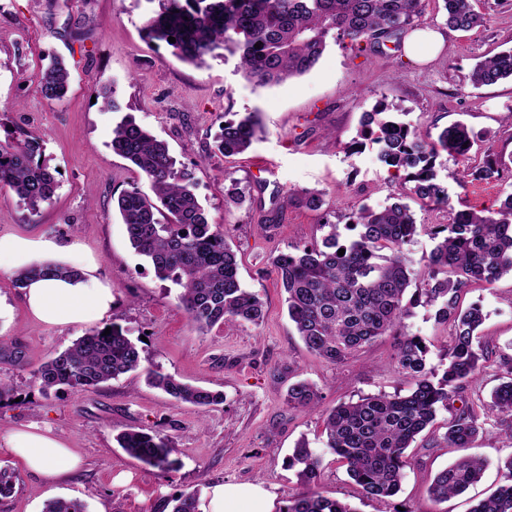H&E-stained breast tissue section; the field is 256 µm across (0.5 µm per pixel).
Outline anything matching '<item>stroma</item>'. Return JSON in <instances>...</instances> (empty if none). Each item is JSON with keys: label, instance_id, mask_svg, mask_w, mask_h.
Here are the masks:
<instances>
[{"label": "stroma", "instance_id": "35a3bbf8", "mask_svg": "<svg viewBox=\"0 0 512 512\" xmlns=\"http://www.w3.org/2000/svg\"><path fill=\"white\" fill-rule=\"evenodd\" d=\"M477 6L489 21L465 33L447 29L441 0H428L426 25L446 36L431 61L407 59L390 45L361 52L332 42L308 74L259 88L244 79L236 58L217 55L196 68L170 47L146 43L145 0H0V138L20 130L39 137L59 181L52 201L34 215L0 189V233L82 243L112 283L110 322L144 338L146 367L224 395L223 404L202 411L148 386L144 370L88 391L42 393L33 370L80 332L33 322L15 278L0 274V299L9 307L0 318V338L9 344L0 352V379L17 390L16 400L0 403V468L17 477L13 493L0 498V512H43L56 498L79 501L86 512H171L169 502L180 493L201 500L214 485L252 482L263 483L281 512L289 494L300 489L286 460L302 439L322 458L321 491L357 512H468L470 495L436 504L426 494L433 476L459 456L443 441L450 416L444 409L435 432L423 433L409 448L402 490L392 503L359 495L326 447L323 414L364 395L406 390L393 367L394 339H378L336 365L310 354L288 319L269 259L324 236L320 213L288 205L289 191L322 192L342 213L364 203L376 209L392 203L398 187L378 162L376 147L347 150L362 113L380 99L400 104L407 122L433 135L465 123L478 135L470 166L489 156L512 158V82L476 88L470 81L478 60L512 48V0H478ZM54 56L63 57L71 73L59 101L45 99L36 79L40 65ZM105 85L120 111L96 101ZM228 110L258 112L264 134L246 154L224 159L210 149ZM127 115L192 171L190 188L236 252L243 287L265 303L260 324L199 332L178 306L180 287L158 278L131 247L115 201L133 186L150 192L151 183L111 149L112 131ZM458 169L440 154L436 172L448 188V206L435 210L411 201L417 223L445 224L450 211L487 208L512 192L510 175L459 181ZM233 192L242 194V203L228 202ZM461 304L480 306L485 316L480 334L486 358L458 399L477 407L512 365V276L470 288ZM405 324L429 346L428 364L439 366L451 341L449 327L436 324L422 306L411 308ZM299 380L318 386L319 409L289 407L287 390ZM27 425L61 433L81 457L80 468L52 485L26 472L6 437ZM128 428L168 439L179 470L164 475L127 455L115 437ZM499 430L496 418L487 419L471 448L487 464L474 494L512 482L499 466L512 454V441Z\"/></svg>", "mask_w": 512, "mask_h": 512}]
</instances>
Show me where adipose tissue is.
<instances>
[{
	"label": "adipose tissue",
	"instance_id": "adipose-tissue-1",
	"mask_svg": "<svg viewBox=\"0 0 512 512\" xmlns=\"http://www.w3.org/2000/svg\"><path fill=\"white\" fill-rule=\"evenodd\" d=\"M0 272L24 273L21 298L29 316L48 327L76 328L112 312V284L97 259L78 241L53 236L0 234ZM7 443L27 471L54 483L76 471L81 459L58 433L35 426L9 434ZM200 512H271L262 484L211 488Z\"/></svg>",
	"mask_w": 512,
	"mask_h": 512
}]
</instances>
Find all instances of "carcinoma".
<instances>
[{"label":"carcinoma","mask_w":512,"mask_h":512,"mask_svg":"<svg viewBox=\"0 0 512 512\" xmlns=\"http://www.w3.org/2000/svg\"><path fill=\"white\" fill-rule=\"evenodd\" d=\"M157 3L143 26L144 39L165 43L181 61L201 67L222 50L239 56L244 78L257 87L280 85L307 74L319 62L328 42L362 49L399 42L410 29L425 22L427 0H146ZM446 25L472 31L489 18L477 10V0H442ZM174 37L171 43L168 37ZM260 48H255V44ZM42 95L60 100L69 90L71 74L64 61L50 59L37 74ZM512 80V50L479 62L471 72L473 86ZM398 107L378 101L362 115L358 139L377 146V157L394 176L403 178L397 201L375 210L365 204L348 216L357 236L343 240L339 225L328 219L326 200L317 191H288L287 202L322 213L328 229L322 244L304 246L296 254L271 259L272 272L286 297L288 317L305 347L328 363L347 360L361 347L383 336H397L395 370L410 385L406 394L361 396L326 412L323 434L336 461L367 499L382 503L395 497L409 465L407 449L432 427L438 409L448 408L485 358L476 342L483 323L478 306L463 310L459 299L474 284H491L512 275V193L498 208L460 210L447 224H430L436 245L427 274L416 289L417 299L434 309L439 325H451V344L444 350L442 373L427 367L426 345L405 330L409 308L405 295L413 272L403 245L418 233V224L404 196L448 206V187L437 182L435 164L440 152L457 161L468 160L477 135L467 125L444 128L437 139L401 121ZM262 132L252 112H224V127L214 138V154L224 158L247 153ZM112 151L129 160L152 185L150 197L138 187L117 199L121 222L132 247L150 259L156 275L181 288L179 307L191 324L204 333L213 327L264 319L258 295L242 287L236 253L224 232L209 222L190 190L192 173L176 167L167 144L132 119L112 131ZM512 159L487 158L467 169L478 180H498ZM59 182L35 137L0 140V187L13 192L31 214L52 200ZM345 253L340 255L338 250ZM143 349L128 331L113 325L110 334L97 328L32 371L43 393L68 388L82 391L140 368ZM148 382L178 402L209 407L224 402V394L183 383L158 369L147 371ZM288 405L302 411L320 405L317 387L298 381L288 388ZM512 417V371L482 412L468 407L448 421L444 442L466 449L483 430L481 417ZM127 454L168 474L179 467L168 440L127 430L117 436ZM302 490L290 495L283 512H355L349 504L313 490L322 475V460L305 441L288 456ZM483 462L459 457L437 472L427 487L430 499L443 503L464 493L482 476ZM172 512H197L196 497L173 498ZM43 512H84L77 501L55 499ZM470 512H512V483L479 500Z\"/></svg>","instance_id":"obj_1"}]
</instances>
